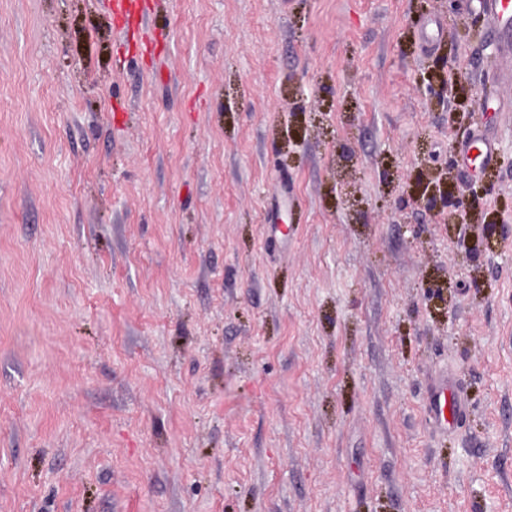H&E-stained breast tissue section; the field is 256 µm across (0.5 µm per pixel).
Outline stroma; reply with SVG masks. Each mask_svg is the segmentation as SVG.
<instances>
[{
	"instance_id": "obj_1",
	"label": "stroma",
	"mask_w": 512,
	"mask_h": 512,
	"mask_svg": "<svg viewBox=\"0 0 512 512\" xmlns=\"http://www.w3.org/2000/svg\"><path fill=\"white\" fill-rule=\"evenodd\" d=\"M147 2L0 0V512H512L472 0ZM112 11L117 17H121L126 28L139 30L149 17L147 7L139 0H113ZM429 411L437 428L446 430L454 427L465 411L459 388L447 381L437 386L429 401Z\"/></svg>"
}]
</instances>
